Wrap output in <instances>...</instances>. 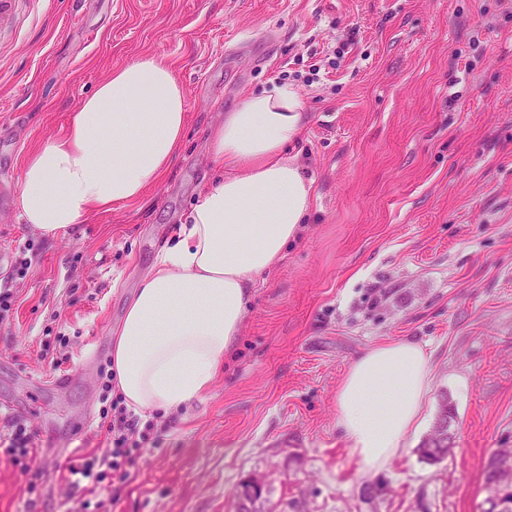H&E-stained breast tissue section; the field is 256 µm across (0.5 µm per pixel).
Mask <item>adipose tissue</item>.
<instances>
[{"mask_svg": "<svg viewBox=\"0 0 512 512\" xmlns=\"http://www.w3.org/2000/svg\"><path fill=\"white\" fill-rule=\"evenodd\" d=\"M306 121L301 95L284 84L249 96L212 130L209 152L223 174L200 191L142 279L112 348L129 409L177 412L212 387L256 277L279 265L309 210L312 182L285 154ZM185 128L186 90L173 65L144 55L113 69L64 133L27 158L23 222L53 238L142 200L177 160ZM429 389V357L410 341L373 346L349 366L336 425L361 471L402 453Z\"/></svg>", "mask_w": 512, "mask_h": 512, "instance_id": "ef3b65f1", "label": "adipose tissue"}]
</instances>
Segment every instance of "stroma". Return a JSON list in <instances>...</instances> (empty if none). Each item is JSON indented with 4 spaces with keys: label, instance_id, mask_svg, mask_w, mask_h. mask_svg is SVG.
I'll return each mask as SVG.
<instances>
[{
    "label": "stroma",
    "instance_id": "35a3bbf8",
    "mask_svg": "<svg viewBox=\"0 0 512 512\" xmlns=\"http://www.w3.org/2000/svg\"><path fill=\"white\" fill-rule=\"evenodd\" d=\"M147 54L186 88L179 159L144 200L41 235L19 217L26 156ZM279 84L309 116L289 150L314 181L307 222L211 390L141 413L164 432L112 512H234L259 475L277 512H481L483 463L512 448V0H0V252L37 247L0 329V406L43 432L38 512H86L58 468L98 444L112 338L216 175L210 131ZM395 340L429 356L424 423L364 473L336 391ZM445 407L453 452L430 464L418 449Z\"/></svg>",
    "mask_w": 512,
    "mask_h": 512
}]
</instances>
